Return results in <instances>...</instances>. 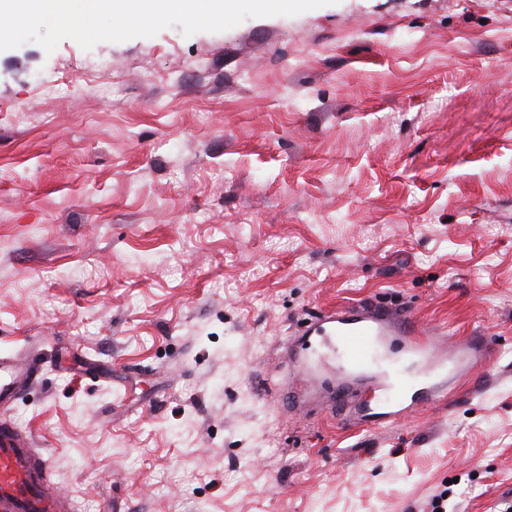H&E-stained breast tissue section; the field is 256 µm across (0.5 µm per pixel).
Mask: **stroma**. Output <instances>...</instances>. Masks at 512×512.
Segmentation results:
<instances>
[{
    "mask_svg": "<svg viewBox=\"0 0 512 512\" xmlns=\"http://www.w3.org/2000/svg\"><path fill=\"white\" fill-rule=\"evenodd\" d=\"M360 304L467 362L397 418L337 405L296 355ZM0 355L75 512H498L512 0L0 51ZM36 378L33 362L21 367L9 357L0 356V412L7 411L21 385L28 379Z\"/></svg>",
    "mask_w": 512,
    "mask_h": 512,
    "instance_id": "35a3bbf8",
    "label": "stroma"
}]
</instances>
